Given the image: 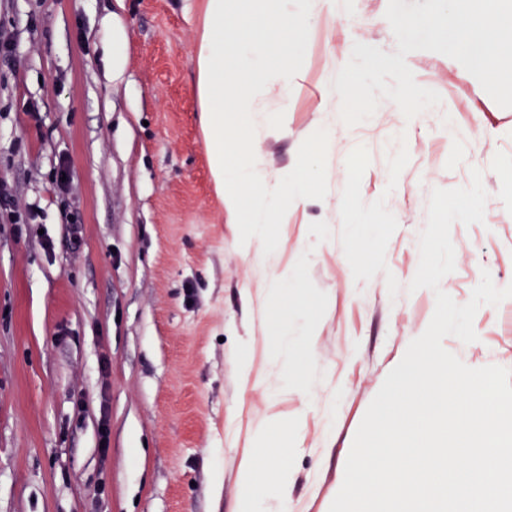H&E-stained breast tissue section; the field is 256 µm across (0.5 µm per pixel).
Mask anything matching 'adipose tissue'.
<instances>
[{"mask_svg":"<svg viewBox=\"0 0 512 512\" xmlns=\"http://www.w3.org/2000/svg\"><path fill=\"white\" fill-rule=\"evenodd\" d=\"M237 15L226 25V14ZM305 32L288 12V0H204L200 34L195 46L196 82L194 92L199 120L208 141L209 166L214 186L231 213L241 224L245 241L264 237L281 216L278 193L266 190L265 164L254 147L249 129V112L254 96L286 74L275 62L286 56ZM265 56L249 78L232 84L224 81L227 56L248 61L256 47ZM236 113L239 130L233 140L224 138V115ZM268 426L251 435L250 449L239 461L236 512H258L261 488L288 497V480L298 425L279 424V446L269 447Z\"/></svg>","mask_w":512,"mask_h":512,"instance_id":"ef3b65f1","label":"adipose tissue"}]
</instances>
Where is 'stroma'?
Instances as JSON below:
<instances>
[{
    "label": "stroma",
    "mask_w": 512,
    "mask_h": 512,
    "mask_svg": "<svg viewBox=\"0 0 512 512\" xmlns=\"http://www.w3.org/2000/svg\"><path fill=\"white\" fill-rule=\"evenodd\" d=\"M387 6L336 0L335 16L309 19L287 94L262 98L270 184L305 165V140L334 142L306 201L281 200V223L247 246L193 93L202 0H0L17 56L0 68V182L38 208L0 221V512H233L252 431L283 421L300 429L288 512H329L369 404L435 310L432 290H407L433 189L476 167L488 193L483 223L451 227L442 289L463 304L482 271L512 283V108L457 61L415 51L406 62L439 106L408 120L384 100L334 124V57L357 42L397 51ZM63 158L67 202L51 185ZM272 288L293 302L304 372L270 349ZM474 329L444 347L512 368V298L482 306Z\"/></svg>",
    "instance_id": "35a3bbf8"
}]
</instances>
